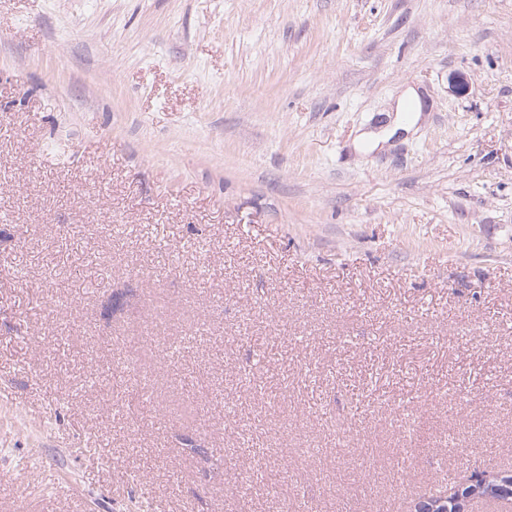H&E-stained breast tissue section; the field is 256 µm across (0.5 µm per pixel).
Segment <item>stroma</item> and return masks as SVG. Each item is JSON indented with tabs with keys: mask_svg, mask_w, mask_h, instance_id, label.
<instances>
[{
	"mask_svg": "<svg viewBox=\"0 0 512 512\" xmlns=\"http://www.w3.org/2000/svg\"><path fill=\"white\" fill-rule=\"evenodd\" d=\"M499 468L512 0H0V512H412Z\"/></svg>",
	"mask_w": 512,
	"mask_h": 512,
	"instance_id": "35a3bbf8",
	"label": "stroma"
}]
</instances>
